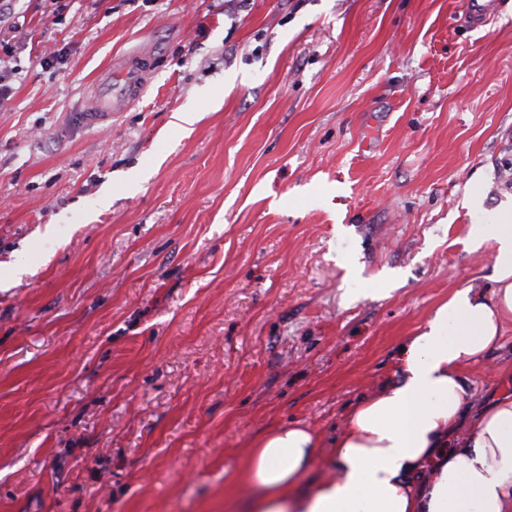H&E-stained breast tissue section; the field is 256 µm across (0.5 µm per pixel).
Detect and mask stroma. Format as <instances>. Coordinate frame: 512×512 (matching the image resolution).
Wrapping results in <instances>:
<instances>
[{"label":"stroma","instance_id":"35a3bbf8","mask_svg":"<svg viewBox=\"0 0 512 512\" xmlns=\"http://www.w3.org/2000/svg\"><path fill=\"white\" fill-rule=\"evenodd\" d=\"M130 54L146 92L90 112ZM0 79V512H227L288 423L329 476L399 346L493 287L512 0H13ZM465 377L472 413L512 391V320ZM500 9L499 0H469L468 18L472 27L478 28L494 17Z\"/></svg>","mask_w":512,"mask_h":512}]
</instances>
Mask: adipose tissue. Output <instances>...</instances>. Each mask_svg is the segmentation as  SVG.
<instances>
[{"mask_svg": "<svg viewBox=\"0 0 512 512\" xmlns=\"http://www.w3.org/2000/svg\"><path fill=\"white\" fill-rule=\"evenodd\" d=\"M468 239L494 247L491 295L458 289L400 346L396 382L347 414L333 477L303 485L318 445L308 428L263 435L244 463L256 489L245 512H512V394L465 418L463 375L512 319V209Z\"/></svg>", "mask_w": 512, "mask_h": 512, "instance_id": "obj_1", "label": "adipose tissue"}]
</instances>
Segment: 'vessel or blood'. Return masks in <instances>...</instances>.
Here are the masks:
<instances>
[{"label":"vessel or blood","instance_id":"obj_1","mask_svg":"<svg viewBox=\"0 0 512 512\" xmlns=\"http://www.w3.org/2000/svg\"><path fill=\"white\" fill-rule=\"evenodd\" d=\"M500 9V0H468V17L472 27L478 28L494 17ZM121 76L120 82L100 78L93 97L92 110L102 117L111 116L124 102L138 98L152 77L151 62L141 55L125 56L113 63Z\"/></svg>","mask_w":512,"mask_h":512}]
</instances>
